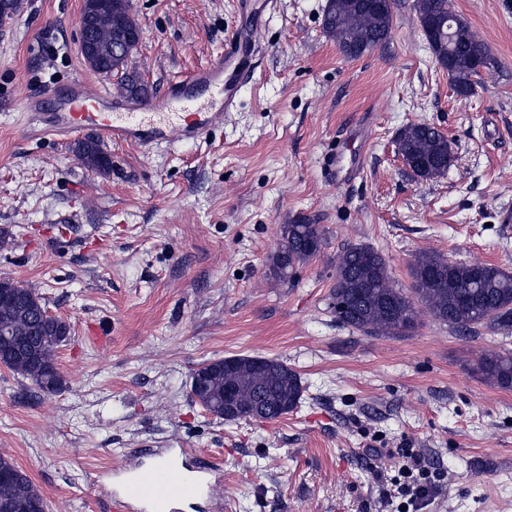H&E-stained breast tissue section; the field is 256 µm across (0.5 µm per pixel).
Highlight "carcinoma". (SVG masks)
<instances>
[{
	"label": "carcinoma",
	"mask_w": 512,
	"mask_h": 512,
	"mask_svg": "<svg viewBox=\"0 0 512 512\" xmlns=\"http://www.w3.org/2000/svg\"><path fill=\"white\" fill-rule=\"evenodd\" d=\"M361 11L353 12L349 0H328L323 15L327 33L349 57H358L387 40L393 25V0H357ZM414 9L422 23L448 32V0H415ZM94 15L93 37L97 49L96 74L120 75L131 96L149 93L141 79L127 71L130 55L140 40V27L129 0H84L81 24ZM437 60L444 62L454 91L472 93L477 64L489 57L487 45L470 26L439 42H429ZM397 145L409 167L421 178L444 174L452 155L447 137L436 127L413 123L397 134ZM75 153L87 167L104 171L108 157L95 140L77 144ZM281 246L272 256L270 273L277 279L293 275L296 267L321 249L323 230L309 218H298L280 229ZM412 289L406 294L393 287L387 262L373 247H347L336 266L331 305L336 321L371 336H402L419 324L422 310L434 320L457 330L489 326L505 336L512 335V273L489 263L452 262L436 253H421L411 266ZM10 288L15 309L0 310V323L7 324L12 339L19 342L28 362L15 373L31 382L33 389L58 393L64 380L55 363L56 349L68 338L69 324L59 318L44 319L40 297L11 279L0 287ZM424 309H419V306ZM473 371L501 388H512V355L480 352L473 358ZM192 378L191 398L219 419L274 420L294 410L302 400L299 375L276 359L233 356L217 359ZM231 390L237 410L229 408L224 392ZM13 476L0 485V512H43L44 498L32 479L9 457L0 455V475Z\"/></svg>",
	"instance_id": "cac0c4a2"
}]
</instances>
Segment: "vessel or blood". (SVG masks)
Wrapping results in <instances>:
<instances>
[{
    "instance_id": "b4317fda",
    "label": "vessel or blood",
    "mask_w": 512,
    "mask_h": 512,
    "mask_svg": "<svg viewBox=\"0 0 512 512\" xmlns=\"http://www.w3.org/2000/svg\"><path fill=\"white\" fill-rule=\"evenodd\" d=\"M269 5L270 0H236L245 23L231 30L217 59L171 81L162 102L97 93L78 81L50 121H42L35 99H28L23 109L31 121L42 122L45 132L64 140L93 129L106 140L145 148L167 141L174 132L185 142L205 141L236 107L242 84L254 76L255 28L247 19ZM149 454L154 464L138 468L127 481L116 501L118 512L152 510L160 503L167 512H179L180 504L195 497L213 473L212 468H204L188 482L170 463L166 451L153 448Z\"/></svg>"
}]
</instances>
